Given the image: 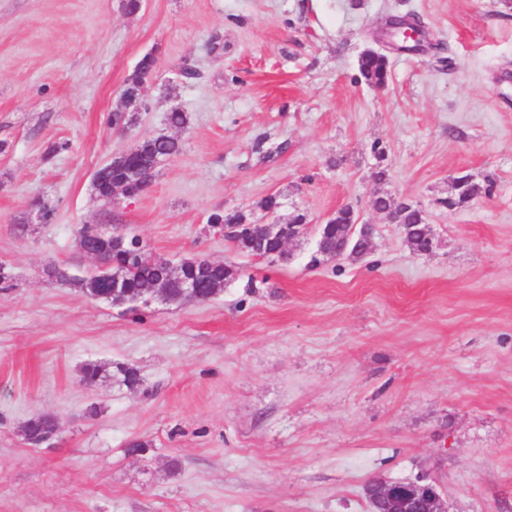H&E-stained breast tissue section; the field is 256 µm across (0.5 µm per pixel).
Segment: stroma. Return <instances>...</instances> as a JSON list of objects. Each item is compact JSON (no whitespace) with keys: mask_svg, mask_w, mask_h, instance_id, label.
Segmentation results:
<instances>
[{"mask_svg":"<svg viewBox=\"0 0 512 512\" xmlns=\"http://www.w3.org/2000/svg\"><path fill=\"white\" fill-rule=\"evenodd\" d=\"M404 15L443 48L389 54L371 87L359 55ZM149 52L148 107L114 130ZM173 109L181 153L100 200L94 172ZM462 175L493 195L440 207ZM381 194L422 207L430 253ZM269 195L268 223L352 206L370 254L311 266L310 233L271 261L210 231ZM87 224L235 278L203 303L112 307L47 274L95 270ZM0 266V512H367V480L420 475L448 512H512V0H0ZM35 415L58 421L42 447Z\"/></svg>","mask_w":512,"mask_h":512,"instance_id":"obj_1","label":"stroma"}]
</instances>
